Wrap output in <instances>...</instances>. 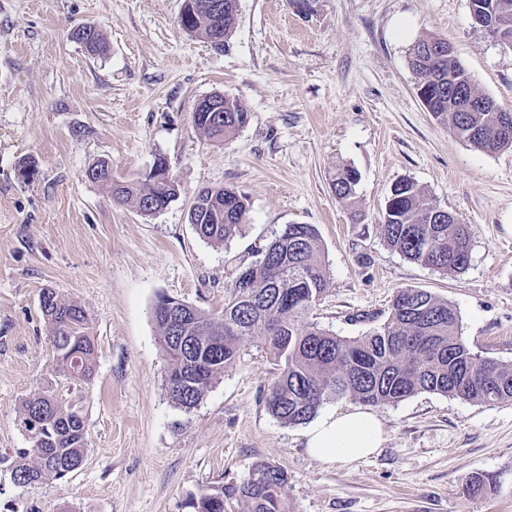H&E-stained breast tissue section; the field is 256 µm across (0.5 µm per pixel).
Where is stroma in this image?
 <instances>
[{
	"label": "stroma",
	"mask_w": 512,
	"mask_h": 512,
	"mask_svg": "<svg viewBox=\"0 0 512 512\" xmlns=\"http://www.w3.org/2000/svg\"><path fill=\"white\" fill-rule=\"evenodd\" d=\"M183 2L0 0V454L29 447L19 409L51 378L43 289L84 307L97 348L82 465L30 486L0 472V512H192L202 491L242 484L260 462L284 472L288 512H512V401L420 392L376 407L386 438L375 454L324 461L306 425L268 412L274 369L259 338L185 409L167 392L151 317L162 295L220 316L235 264L285 225L310 224L328 271L311 322L354 339L384 323L398 291L421 289L457 308L473 353L512 363V150L451 135L409 65L418 38L448 40L478 90L512 109V51L472 27L469 0H238L220 50L181 28ZM79 25L102 32L106 56L71 38ZM215 93L249 113L218 143L193 123ZM159 156L179 194L153 215L85 176L105 160L140 179ZM345 167L360 176L359 220L332 190ZM404 178L470 226L465 272L386 245L382 212ZM204 187L248 199L228 242L189 222ZM477 472L495 482L471 495Z\"/></svg>",
	"instance_id": "stroma-1"
}]
</instances>
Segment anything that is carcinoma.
Here are the masks:
<instances>
[{
  "mask_svg": "<svg viewBox=\"0 0 512 512\" xmlns=\"http://www.w3.org/2000/svg\"><path fill=\"white\" fill-rule=\"evenodd\" d=\"M190 2L187 32L204 35L217 49L225 47L235 25L237 0H222L218 17L207 8L210 0ZM469 9L492 22L493 39L512 50V0H469ZM71 37L90 55L106 49L103 34L93 26H79ZM409 64L420 86L428 90L424 106L455 138L483 152L512 148V128H500L495 99H489L490 107L484 111H459L460 93L479 91L454 52L448 51V41L435 37L416 41ZM222 105L220 112L197 113L195 126L209 140L223 141L248 122V112L237 99L226 96ZM86 178L108 189L115 202L143 215L166 208L178 192V184L161 179L117 177L107 161L90 166ZM357 182L355 169L338 171L332 180L336 198L355 205ZM247 211L243 195L207 187L195 195L189 222L202 239L222 244L241 233ZM379 227L386 244L413 262L444 273H461L468 267L469 226L434 204L411 179L393 185ZM244 270L249 272L246 283L236 276L225 288L221 317L191 308L187 335L192 343L186 346L172 340L166 309L158 303L151 309L168 369L175 372L192 357L204 366V375L167 388L182 408L203 398L224 369L236 362L242 341L249 337L259 338L278 366L266 407L288 425L307 422L324 402L341 398L377 406L426 391L488 405L512 401V364L473 354L462 339L458 311L427 291L401 290L387 320L358 339L337 336L308 322L328 283L323 247L311 224L285 225L257 259L236 268L238 273ZM43 295L41 310L51 327L53 373L67 381V388L61 391L50 384L22 403L19 422L31 447L0 455V467H11L20 486L65 478L83 461L87 448L83 389L95 372L94 338L81 304L61 299L52 289ZM254 473L265 476L261 485L248 481L221 486L201 493L190 507L207 512L211 497L221 495L243 503L245 512H287L284 472L261 462ZM491 484L490 475L475 474L467 479L466 488L474 495Z\"/></svg>",
  "mask_w": 512,
  "mask_h": 512,
  "instance_id": "carcinoma-1",
  "label": "carcinoma"
}]
</instances>
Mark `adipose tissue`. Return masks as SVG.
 I'll return each instance as SVG.
<instances>
[{
  "instance_id": "adipose-tissue-1",
  "label": "adipose tissue",
  "mask_w": 512,
  "mask_h": 512,
  "mask_svg": "<svg viewBox=\"0 0 512 512\" xmlns=\"http://www.w3.org/2000/svg\"><path fill=\"white\" fill-rule=\"evenodd\" d=\"M384 435L382 422L371 411H330L309 428L306 447L317 458L351 463L377 452Z\"/></svg>"
}]
</instances>
